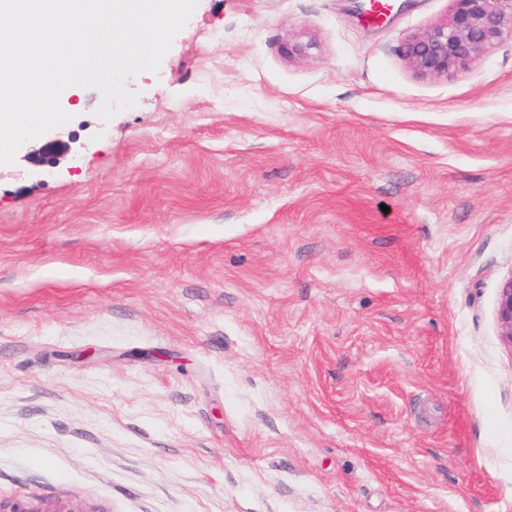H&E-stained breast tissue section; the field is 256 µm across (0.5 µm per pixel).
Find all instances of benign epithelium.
Masks as SVG:
<instances>
[{
  "instance_id": "7a95c632",
  "label": "benign epithelium",
  "mask_w": 512,
  "mask_h": 512,
  "mask_svg": "<svg viewBox=\"0 0 512 512\" xmlns=\"http://www.w3.org/2000/svg\"><path fill=\"white\" fill-rule=\"evenodd\" d=\"M512 40V0H450L446 18L402 44V56L422 78H439L465 69L498 44ZM70 151L60 139L45 141L34 151L39 166H52ZM497 319L501 336L512 348V273L500 286ZM0 512H52L27 501L0 498Z\"/></svg>"
}]
</instances>
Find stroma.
Here are the masks:
<instances>
[{
  "label": "stroma",
  "mask_w": 512,
  "mask_h": 512,
  "mask_svg": "<svg viewBox=\"0 0 512 512\" xmlns=\"http://www.w3.org/2000/svg\"><path fill=\"white\" fill-rule=\"evenodd\" d=\"M448 5L198 0L134 106L64 91L0 164L1 498L512 512V42L416 76ZM70 151V146L60 139L45 141L34 151L38 166H52ZM496 313L501 336L512 348V273L503 280L500 286Z\"/></svg>",
  "instance_id": "obj_1"
}]
</instances>
